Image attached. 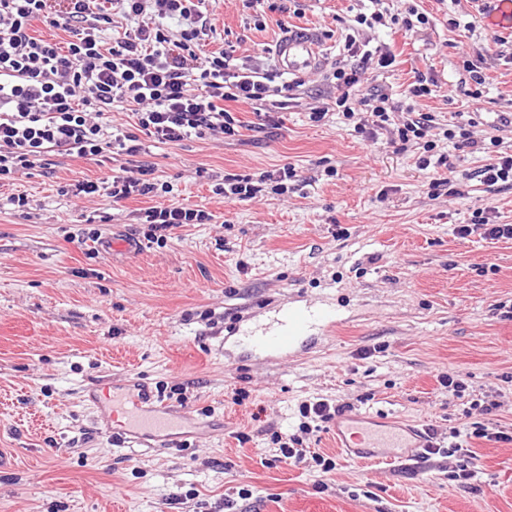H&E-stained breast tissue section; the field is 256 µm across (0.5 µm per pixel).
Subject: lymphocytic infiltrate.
I'll return each mask as SVG.
<instances>
[{
  "label": "lymphocytic infiltrate",
  "mask_w": 512,
  "mask_h": 512,
  "mask_svg": "<svg viewBox=\"0 0 512 512\" xmlns=\"http://www.w3.org/2000/svg\"><path fill=\"white\" fill-rule=\"evenodd\" d=\"M206 0H65L64 10H54L51 0H0V181L20 170L43 164L56 153L99 163L114 157L136 156L143 137L162 144L221 134L236 136L239 124L228 105L249 104L259 121L272 122V110L285 108L302 86L301 77L278 79L275 72L232 63L230 50L207 53L203 46L213 28ZM371 13L356 15L341 36L343 55L376 60L389 67L391 53L366 50L361 28L391 23L404 33L429 22L427 14L409 8L406 16H385L382 0H371ZM126 22L113 30L112 17ZM175 21L178 33L166 28ZM68 33L58 45L32 33L33 22ZM361 70L336 65L329 76L338 92L336 107L356 129L392 125L401 102L376 94L352 103L351 92L360 82ZM128 106L135 117L130 128H109L105 118L119 106ZM435 118L421 112L397 127L401 143L419 141L424 155L421 167L447 169L433 186L465 180L463 172L448 169L446 156L435 155L429 133ZM474 118L455 113L443 135L455 148H482L490 160L478 173L487 186H512V153L501 151L499 137L480 143L472 135ZM154 166L143 163L120 167L111 176L76 181L75 196L106 194L113 202L131 196H156L168 192L154 176ZM149 242L166 243L172 231L186 224H209L211 213L178 206H154L144 214ZM342 406L326 399L303 404L298 434L275 436L283 459L302 462L301 435L342 413Z\"/></svg>",
  "instance_id": "obj_1"
}]
</instances>
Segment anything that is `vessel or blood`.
I'll return each mask as SVG.
<instances>
[{"mask_svg":"<svg viewBox=\"0 0 512 512\" xmlns=\"http://www.w3.org/2000/svg\"><path fill=\"white\" fill-rule=\"evenodd\" d=\"M276 57L283 72H311L320 64L319 41L315 32L294 30L277 44ZM338 325L333 309L323 304L284 305L271 321L239 331L236 343L253 356L288 359L304 346L313 333L325 335ZM127 442L142 446L149 442L178 443L198 428L193 411L174 410L160 402L149 386L139 387L132 408L126 410ZM333 437L344 457L364 461H385L391 449H399L400 459L417 461L429 441L422 429L383 420L370 413L346 412L337 415Z\"/></svg>","mask_w":512,"mask_h":512,"instance_id":"vessel-or-blood-1","label":"vessel or blood"}]
</instances>
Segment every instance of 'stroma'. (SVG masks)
<instances>
[{
  "mask_svg": "<svg viewBox=\"0 0 512 512\" xmlns=\"http://www.w3.org/2000/svg\"><path fill=\"white\" fill-rule=\"evenodd\" d=\"M385 5L418 8L429 23L407 36L366 30L395 63L368 64L355 98H400L422 73L436 89L415 111L442 125L473 113L475 138L512 147V62L485 59L479 99L457 92L463 51L495 29L487 14L472 0ZM372 9L370 0H286L275 11L209 0L206 50L231 44L236 62L271 70L277 42L304 28L320 35L323 64L279 127L254 130L250 105L234 103L239 136L145 140L133 162L154 165L168 194L118 204L60 194L110 173L61 156L0 186V512H512V443L470 439L478 476L464 483L444 453L453 426L512 431V240L453 232L481 210L512 224V187L474 177L456 195L432 187L414 144L386 130L367 139L338 118L326 79L338 44L328 33ZM452 18L475 31L449 29ZM316 108L326 115L313 123ZM288 166L285 194L222 193L227 179L257 182ZM18 193L25 209L8 203ZM160 204L216 221L177 228L160 247L141 219ZM113 240L138 249H110ZM315 301L332 304L341 325L288 361L249 356L227 337L280 304ZM445 373L463 376L464 398L441 385ZM132 377L182 387L185 407L223 429L203 426L178 448H128L101 434L83 391L105 402ZM316 398L418 425L441 451L414 465L353 461L323 431L304 436L303 463L277 461L273 436L297 433L300 404ZM492 401L496 410L481 413ZM313 452L335 469L320 473Z\"/></svg>",
  "mask_w": 512,
  "mask_h": 512,
  "instance_id": "1",
  "label": "stroma"
}]
</instances>
